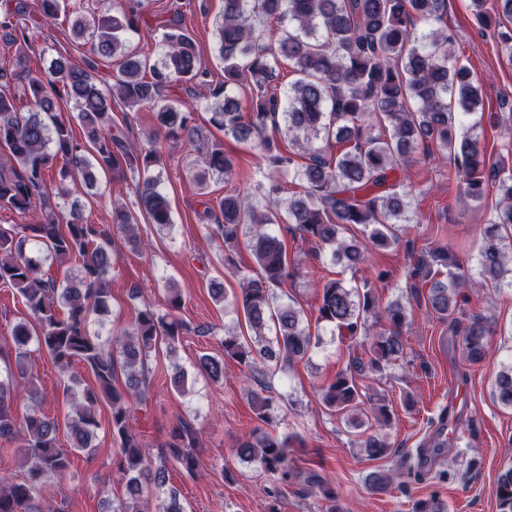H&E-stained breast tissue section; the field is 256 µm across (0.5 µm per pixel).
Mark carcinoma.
<instances>
[{"instance_id": "obj_1", "label": "carcinoma", "mask_w": 512, "mask_h": 512, "mask_svg": "<svg viewBox=\"0 0 512 512\" xmlns=\"http://www.w3.org/2000/svg\"><path fill=\"white\" fill-rule=\"evenodd\" d=\"M476 16L487 29L500 20L512 21V0H470ZM142 0H118L111 17L87 21L77 17L71 26L75 39L93 40L91 55L76 63L67 53H57L47 76L32 72L30 54L35 52L33 28L36 17L56 20L68 12L67 0H5L0 12V35L16 46L13 70L0 67V82L21 75L26 107L16 96L0 90V208L29 217L26 224L0 225V283L24 300L30 320L18 323L12 338L17 372L0 375V448L21 439L26 475L16 481L0 476V512H53L52 500L42 488L60 480L70 465V454L56 444L57 421L38 409L41 391L27 373L29 346L46 352L64 372L82 362L95 377L94 386L69 379L64 395L68 401L66 425L73 450L92 451L91 441L99 429L97 407L111 408L110 431L117 440L115 465L126 479L125 498L112 512H151L153 489L166 481V466L193 479L200 470L199 431L178 419L170 439L154 454L133 433L135 402L146 391L143 379L146 361L161 345L174 352L186 329L176 315L183 307L179 289L167 293L168 311L151 308L138 312L134 323L112 329V348L90 332V315L103 313L111 298L110 274L115 262L112 244L117 234L133 248L139 247L137 216L122 204L112 208V227L90 224L79 208L62 216L53 198L63 195V182L79 177L92 183L95 171L112 173V179H133L138 208L150 223L171 226V203L158 188L153 171L161 156L128 140L112 124V101L143 107L155 114L157 129L173 141L194 146L201 139L195 124L196 108L165 95L173 84L185 92L202 86L207 90L209 123L240 142L251 143L265 160L272 183L268 193L272 206L258 210L249 195L226 194L219 202L223 220L217 222L224 243V260L234 264L239 227L249 225L248 247L259 267L257 277L244 279L235 304L242 311L254 340L247 342L233 330L224 331L220 345L224 358L209 354L198 358V369L215 382L224 379V360L250 370L258 363L284 369L304 358L320 341L318 331L302 325L300 312L273 303V287L290 276L288 256L278 232L270 225L284 224L327 246L333 257L349 267L364 264L371 250L399 242L391 223L407 220V193L397 190L391 175L419 150L433 143L453 165L464 194L476 201L485 195L487 179L497 182L499 201L486 227L479 250L481 273L490 281L504 274L505 236L512 227V169L488 157L479 142L457 137L456 115L483 110L481 88L470 69L452 52L445 16L447 0H224V19L219 26L217 52L224 63V80H208L196 42L182 20L164 25L163 54L149 65L133 51L123 50L121 33L137 27ZM282 24L277 44L262 38L263 23ZM432 27L429 35L417 25ZM124 57L116 75L108 81L96 74L97 60L116 53ZM288 60L299 78L279 91L274 85L276 67ZM240 86L249 88L251 106L242 112L231 97ZM77 112L84 137L60 119L64 102ZM375 115L386 131L372 132L368 117ZM284 120L290 152L266 135L268 121ZM308 156L297 169L294 151ZM59 169L61 181L52 183L50 171ZM294 170L303 194L280 203L283 187L277 176ZM213 174L230 178L234 161L214 141L204 155V168L194 174L202 186ZM368 229L362 236L342 238L346 226ZM407 272L414 294L430 286L426 305L442 319L448 330L457 328L456 314L465 301L467 277L454 273L459 263L446 246L414 254L406 246ZM75 259L78 267L66 269L56 279L44 274L47 260L60 264ZM447 272L449 280L437 276ZM317 323L331 325L349 341L345 369L322 388L323 405L346 416L360 429L363 404L360 377L368 370H381L404 356L403 327L407 311L400 304L381 308L378 295L368 285L347 288L338 280L317 286ZM274 326L275 340L264 339V330ZM490 324L473 316L463 329L462 352L471 363L484 361L490 353ZM125 383L116 385L117 372ZM252 406L259 421L267 424L272 398L269 386L258 381ZM499 400L512 406V370L496 380ZM359 447L370 460L380 459L390 446L375 435L366 436ZM238 458L254 462L271 480L270 512H279L280 486L292 475L288 438L255 428L235 448ZM308 483L328 502L327 512H342L334 488L320 476ZM373 495L390 492L391 478L376 469L366 476ZM498 512H512V467L497 478ZM412 512H448V505L432 495L415 502Z\"/></svg>"}]
</instances>
